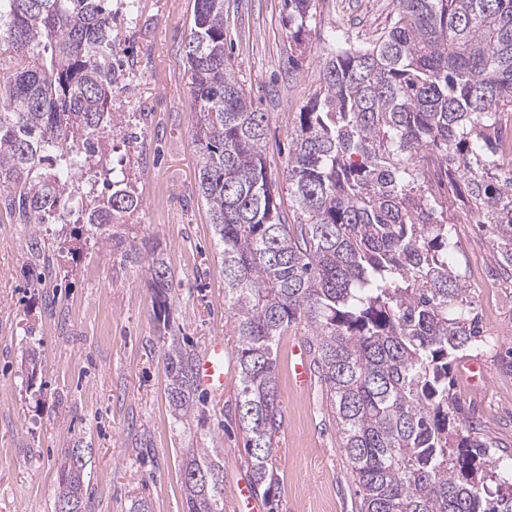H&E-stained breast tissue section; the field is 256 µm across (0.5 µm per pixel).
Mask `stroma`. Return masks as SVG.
I'll list each match as a JSON object with an SVG mask.
<instances>
[{"label":"stroma","mask_w":512,"mask_h":512,"mask_svg":"<svg viewBox=\"0 0 512 512\" xmlns=\"http://www.w3.org/2000/svg\"><path fill=\"white\" fill-rule=\"evenodd\" d=\"M194 0H138L121 29L128 62V118L106 140L141 200L129 224L114 225L121 244L79 243L77 256L55 253L44 284L33 282L27 243L32 225L0 204V512H54L63 452L91 444L86 512H185L181 460L206 448L224 466V490L248 477L235 414L239 381L234 318L224 302V266L207 207L197 191L190 73L185 39ZM395 0H317V25L291 50L283 0H224L225 53L259 111L268 117L263 151L274 177L288 160L286 122L315 93L320 60L335 32L370 42L395 15ZM455 263L470 291L485 345L470 350L485 383L456 390L499 447L512 451V278L501 275L488 230L456 224ZM160 251L173 274L169 322L152 309L148 266ZM203 351L224 339V393L208 395L199 420L176 421L166 397L163 356L170 336ZM40 357L28 376L23 352ZM34 391H27V384ZM283 426L275 441L277 512H355V484L338 448L320 384L296 390L279 364Z\"/></svg>","instance_id":"1"}]
</instances>
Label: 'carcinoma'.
<instances>
[{
  "label": "carcinoma",
  "instance_id": "carcinoma-1",
  "mask_svg": "<svg viewBox=\"0 0 512 512\" xmlns=\"http://www.w3.org/2000/svg\"><path fill=\"white\" fill-rule=\"evenodd\" d=\"M107 0H0V192L22 224L77 211L54 236L110 241L141 203L126 171H106L108 195L60 180L90 166L114 125L124 85L112 56ZM294 40L316 23V0H284ZM224 0H195L185 55L196 117L198 193L224 264L237 332L235 412L250 481L275 497V437L283 424L278 345L288 328L306 343L357 512H512V465L489 458L492 439L456 396L460 354L482 340L454 264L448 204L429 191L438 163L512 268V174L501 172L512 122V0H397L394 21L355 46L333 38L319 88L294 117L283 200L263 157L267 119L224 53ZM156 320L173 288L152 256ZM197 355L170 337L167 400L195 415ZM92 448L64 450L55 509L84 512ZM187 512H224V471L188 448Z\"/></svg>",
  "mask_w": 512,
  "mask_h": 512
}]
</instances>
